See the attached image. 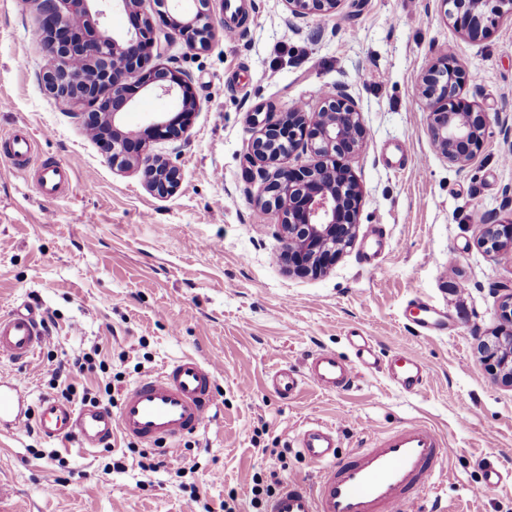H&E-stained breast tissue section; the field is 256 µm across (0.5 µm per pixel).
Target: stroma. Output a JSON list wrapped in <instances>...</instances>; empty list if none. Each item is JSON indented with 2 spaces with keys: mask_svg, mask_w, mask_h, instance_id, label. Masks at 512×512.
Segmentation results:
<instances>
[{
  "mask_svg": "<svg viewBox=\"0 0 512 512\" xmlns=\"http://www.w3.org/2000/svg\"><path fill=\"white\" fill-rule=\"evenodd\" d=\"M244 3L240 33L228 41L224 0H211L217 29L203 49L168 47L166 25H156L153 63H176L199 97L186 139L154 146L181 173L161 198L140 173L112 169L45 89L51 59L37 0H0V99L10 103L0 134L22 127L37 140L26 174L0 159V307L27 302L56 321L49 350L26 364L2 362L0 373L19 378L34 407L52 392L56 360L94 345L106 370L85 381L111 382L116 399L191 355L213 366L217 405L206 430L173 447L181 475L142 471L120 437L83 453L71 440L0 434V512H187L195 487L211 507L233 491L240 512H252L254 474L314 475L294 442L312 420L335 427L342 454L402 422H428L455 450L440 468L447 512H512V388L477 354L512 289V256L492 258L478 245L484 225L512 217V18L471 41L441 0H343L336 15L293 27L285 0ZM447 47L472 76L462 97L506 118L463 169L435 152L419 92ZM337 82L350 86L368 131L350 162L362 191L358 235L326 274L291 275L278 259V215L255 206L264 182L244 174L251 115L268 106L317 111L322 89ZM52 164L71 172L57 198L35 182ZM417 299L445 331H414ZM355 333L380 358L424 359L423 391L403 392L380 368L340 393L307 384L283 400L266 388L268 372H304L320 350L353 357ZM491 467L503 484H485Z\"/></svg>",
  "mask_w": 512,
  "mask_h": 512,
  "instance_id": "1",
  "label": "stroma"
}]
</instances>
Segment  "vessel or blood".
<instances>
[{"mask_svg":"<svg viewBox=\"0 0 512 512\" xmlns=\"http://www.w3.org/2000/svg\"><path fill=\"white\" fill-rule=\"evenodd\" d=\"M31 136L13 130L0 136V157L14 169L26 170ZM69 181L65 166L55 165L41 178V191L52 197ZM45 344V330L36 308L0 315V359L27 363ZM354 359L330 351L314 354L305 374L281 367L265 379L266 387L285 399L312 384L326 392L351 389L361 369L371 367L367 338L354 337ZM400 386L417 394L425 387L426 364L416 355L398 356L393 372ZM215 372L211 365L186 355L157 373L129 386L117 408L74 407L42 397L36 416H29L22 389L0 377V432L24 429L35 421L48 440L76 438L82 450L96 448L119 433L147 445H167L195 434L215 417ZM296 442L317 469L315 480L291 479L268 500L265 512H422L420 505L437 488L440 464L452 450L427 422L415 420L394 427L370 444L337 456L336 429L322 422L303 426Z\"/></svg>","mask_w":512,"mask_h":512,"instance_id":"b4317fda","label":"vessel or blood"}]
</instances>
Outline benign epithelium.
I'll return each instance as SVG.
<instances>
[{
    "label": "benign epithelium",
    "instance_id": "1",
    "mask_svg": "<svg viewBox=\"0 0 512 512\" xmlns=\"http://www.w3.org/2000/svg\"><path fill=\"white\" fill-rule=\"evenodd\" d=\"M166 14L169 43L179 39L204 48L212 38V17L201 9L188 12L184 0H172ZM343 0H285L288 20L310 15L336 14ZM444 14L470 40L486 37L500 20L512 17V0H441ZM151 0H82L83 15L76 18L71 0H42L40 12L44 43L52 59L44 72L45 88L84 124L99 123L100 143L115 168L138 169L148 190L159 197L178 186L180 170L151 153L157 142L184 139L199 100L189 77L179 68L148 66L156 42ZM128 15L130 27L114 36L100 27L109 12ZM470 74L454 53H443L422 75L421 96L427 102V131L436 152L464 168L484 146L488 130L500 114L478 109L461 98ZM149 88L168 97L177 117H156L141 138H131L122 117L134 94ZM367 128L349 85L337 83L323 105L313 113L294 106L281 115L269 114L252 138L245 156V175L258 172L265 186L256 202L261 211L280 218L281 258L288 269L318 276L349 246L358 232L361 190L348 161L366 144ZM299 148L313 161L299 168L283 163ZM274 167L268 173L265 167ZM479 246L489 256L512 253V218L483 227ZM482 363L501 383L512 386V292L502 301L498 324L479 344Z\"/></svg>",
    "mask_w": 512,
    "mask_h": 512
}]
</instances>
